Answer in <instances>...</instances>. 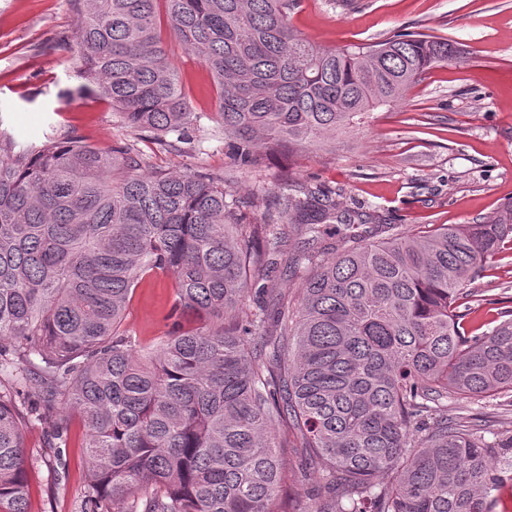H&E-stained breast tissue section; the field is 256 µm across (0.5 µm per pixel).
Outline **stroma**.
Listing matches in <instances>:
<instances>
[{
  "mask_svg": "<svg viewBox=\"0 0 512 512\" xmlns=\"http://www.w3.org/2000/svg\"><path fill=\"white\" fill-rule=\"evenodd\" d=\"M291 21L322 46L371 43L404 32L448 39L455 58L429 70L397 106L318 149L266 155L239 166L214 122L193 154L161 151L122 125L111 104L81 91L62 49L47 40L77 26L71 0H0V132L23 146L79 137L99 147L122 139L158 168L204 166L224 173L238 196H274L284 178L340 189L343 207H364L377 224L416 230L478 224L512 198V0H300ZM162 36L196 111H216L212 79L170 32ZM173 298L171 276L135 289L124 325L142 343L162 337ZM52 424L32 420L29 512H84V429L72 417L66 447L51 444Z\"/></svg>",
  "mask_w": 512,
  "mask_h": 512,
  "instance_id": "1",
  "label": "stroma"
}]
</instances>
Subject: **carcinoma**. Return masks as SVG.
<instances>
[{
    "label": "carcinoma",
    "mask_w": 512,
    "mask_h": 512,
    "mask_svg": "<svg viewBox=\"0 0 512 512\" xmlns=\"http://www.w3.org/2000/svg\"><path fill=\"white\" fill-rule=\"evenodd\" d=\"M161 2L212 77L242 166L324 146L457 53L420 33L320 46L291 23L299 0H73L75 39L55 46L164 148L196 150L205 127L164 48ZM336 196L286 180L244 207L224 174L153 171L125 142L0 137V512L29 509L25 420H51L60 447L71 412L90 502L112 512H283L290 445L321 465L327 495L312 512H488L490 459L512 470V435L448 401L484 409L512 393L509 311L469 333L472 304L501 300L464 293L512 258V202L482 224L396 231L323 262L324 236L365 223ZM160 272L173 312L195 324L139 349L125 311Z\"/></svg>",
    "instance_id": "cac0c4a2"
}]
</instances>
